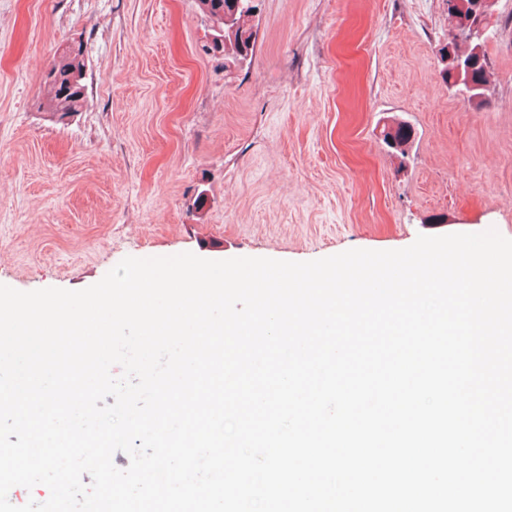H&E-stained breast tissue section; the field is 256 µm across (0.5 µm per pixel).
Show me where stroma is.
<instances>
[{
  "label": "stroma",
  "instance_id": "obj_1",
  "mask_svg": "<svg viewBox=\"0 0 512 512\" xmlns=\"http://www.w3.org/2000/svg\"><path fill=\"white\" fill-rule=\"evenodd\" d=\"M256 23L228 71L202 49L198 0H0V284L78 291L128 256L512 239V0L486 29L482 107L442 80L446 0H259ZM69 43L85 102L60 122L44 76Z\"/></svg>",
  "mask_w": 512,
  "mask_h": 512
}]
</instances>
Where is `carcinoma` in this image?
<instances>
[{
	"mask_svg": "<svg viewBox=\"0 0 512 512\" xmlns=\"http://www.w3.org/2000/svg\"><path fill=\"white\" fill-rule=\"evenodd\" d=\"M199 3L211 18L220 20L226 13L233 16L232 26L224 28V48L232 52L238 64L250 59L257 32L249 21L256 12V0H199ZM474 45L475 41L470 39L469 33H463L459 41L453 43V52L467 63V68L458 75L447 68L443 69V79L447 85L457 86L472 95L475 94V86L488 82L487 56L475 57ZM84 71L85 63L79 47L68 46L54 57L44 80L46 111L64 118L81 110ZM410 138L411 131L406 126H399L383 134L385 144L402 155L406 153L405 146Z\"/></svg>",
	"mask_w": 512,
	"mask_h": 512,
	"instance_id": "carcinoma-1",
	"label": "carcinoma"
}]
</instances>
